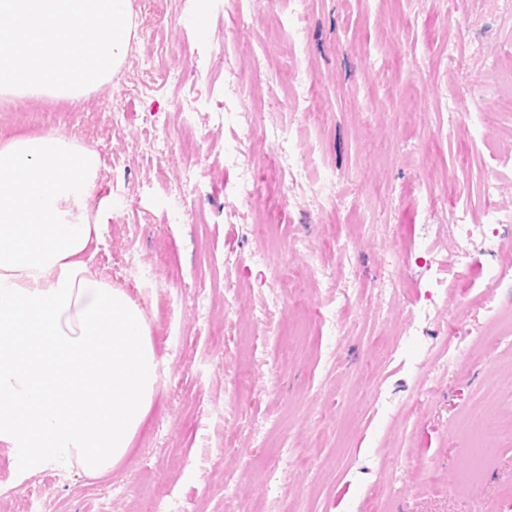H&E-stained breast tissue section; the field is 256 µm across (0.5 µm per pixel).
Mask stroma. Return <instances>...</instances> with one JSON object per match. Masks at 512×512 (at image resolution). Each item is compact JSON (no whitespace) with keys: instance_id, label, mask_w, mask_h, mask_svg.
Returning a JSON list of instances; mask_svg holds the SVG:
<instances>
[{"instance_id":"1","label":"stroma","mask_w":512,"mask_h":512,"mask_svg":"<svg viewBox=\"0 0 512 512\" xmlns=\"http://www.w3.org/2000/svg\"><path fill=\"white\" fill-rule=\"evenodd\" d=\"M129 52L101 85L72 98L0 96V134L54 129L96 140L103 165L89 205L101 226L92 260L124 286L150 324L158 379L152 408L127 459L92 480L50 464L26 480L0 449V512H137L154 501L181 512H254L268 485L297 512H512V341L489 337L494 299L512 313V290L490 269H512V231L500 233L471 268L457 267L441 227L458 214L483 220L488 153L503 130L448 129L435 113L458 82L494 107L478 63L448 67L449 41H481L498 70L512 72V12L498 0H306L304 43L295 45V0L236 13L226 0H130ZM301 63L328 112L295 134L301 177H347L345 201H288L293 186L262 133L239 130L211 112L215 97L254 93L248 77L270 78ZM189 70L186 85L164 74ZM189 102L192 119L178 105ZM157 112L173 143L167 160L150 149L142 112ZM123 113L113 125V113ZM243 140L256 172L254 207L274 225L269 266L233 259L256 246L252 224L229 190L240 169L228 152ZM201 175L186 183V168ZM209 205L177 223L170 202ZM304 239L305 249L289 244ZM353 245L351 260L340 255ZM155 273L150 284L121 282L127 246ZM434 247L432 276L449 282L441 314L420 336L405 335L428 293L413 261ZM316 259L335 277L355 271L362 288L339 311L340 335L324 319L335 293L306 278L280 291L283 266ZM396 277L398 296L381 307L377 288ZM202 282L197 312L185 285ZM282 321L258 320L259 309ZM470 360L423 381L432 357L460 340ZM498 428L494 463L465 482L467 417Z\"/></svg>"}]
</instances>
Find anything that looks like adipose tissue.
<instances>
[{
    "label": "adipose tissue",
    "instance_id": "1",
    "mask_svg": "<svg viewBox=\"0 0 512 512\" xmlns=\"http://www.w3.org/2000/svg\"><path fill=\"white\" fill-rule=\"evenodd\" d=\"M99 154L66 134L0 137V446L26 478L129 455L154 400L142 307L91 267Z\"/></svg>",
    "mask_w": 512,
    "mask_h": 512
}]
</instances>
